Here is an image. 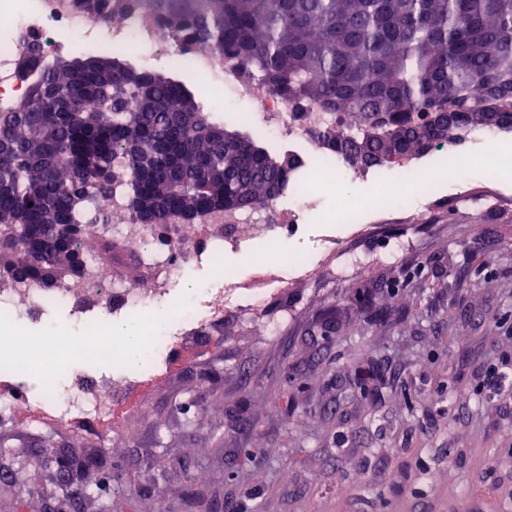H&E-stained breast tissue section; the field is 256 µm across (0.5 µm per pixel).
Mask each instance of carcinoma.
Returning <instances> with one entry per match:
<instances>
[{
  "instance_id": "obj_1",
  "label": "carcinoma",
  "mask_w": 512,
  "mask_h": 512,
  "mask_svg": "<svg viewBox=\"0 0 512 512\" xmlns=\"http://www.w3.org/2000/svg\"><path fill=\"white\" fill-rule=\"evenodd\" d=\"M183 46L217 50L285 101L330 112L312 132L340 168H381L473 131L512 132V0H158ZM29 102L0 111V278L56 285L112 250V214L85 203L125 190L132 224H193L261 206L300 167L260 140L213 124L192 89L119 58L74 63L21 54ZM481 88L482 99L471 92ZM80 224V236H60ZM38 234L45 255L20 249Z\"/></svg>"
}]
</instances>
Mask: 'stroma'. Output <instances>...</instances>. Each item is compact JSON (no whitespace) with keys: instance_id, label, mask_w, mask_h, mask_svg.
I'll list each match as a JSON object with an SVG mask.
<instances>
[{"instance_id":"stroma-1","label":"stroma","mask_w":512,"mask_h":512,"mask_svg":"<svg viewBox=\"0 0 512 512\" xmlns=\"http://www.w3.org/2000/svg\"><path fill=\"white\" fill-rule=\"evenodd\" d=\"M150 69L193 86L212 122L253 130L252 103L215 100L169 50ZM505 142L512 132L460 145L461 167L432 153L417 159L441 174L433 205L405 203L309 277L270 286L259 314L226 309L212 329L216 347L140 391L119 433L0 421V512H46L54 480L41 477L20 505L8 482L17 463L40 465L50 448L109 463L88 479L75 512H101L107 502L112 512H191L201 493L207 512H512V372L498 383L489 375L512 369V221L473 219L478 197L512 203V178L483 163ZM459 184L467 196L449 195ZM370 196V181L342 175L338 193L310 199L308 237L285 235L268 250L281 257L315 246L335 235L325 217L339 200ZM364 283L407 310L406 320L376 331L351 315L339 295ZM332 307L343 316L328 334L314 320ZM52 329L35 333L26 396L41 390L45 372L61 376L73 363L67 347L78 328L61 312ZM368 345L391 397L348 388ZM284 385L294 396L286 407L277 398Z\"/></svg>"}]
</instances>
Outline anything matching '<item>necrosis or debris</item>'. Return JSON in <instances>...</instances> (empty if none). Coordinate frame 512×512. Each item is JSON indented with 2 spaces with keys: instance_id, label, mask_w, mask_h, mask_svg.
Segmentation results:
<instances>
[{
  "instance_id": "necrosis-or-debris-1",
  "label": "necrosis or debris",
  "mask_w": 512,
  "mask_h": 512,
  "mask_svg": "<svg viewBox=\"0 0 512 512\" xmlns=\"http://www.w3.org/2000/svg\"><path fill=\"white\" fill-rule=\"evenodd\" d=\"M113 8L91 15L79 10L74 0H0V109L20 110L27 105V90L15 76V55L22 35L38 39L47 53L62 51L69 36L105 31L104 49H124L142 58L169 41L165 29L151 13L149 0H113ZM176 63L212 81L215 96L232 93L257 107V130L267 136L288 135L306 145L310 131L330 123L325 112H298L258 78L245 77L239 67L214 50L180 51ZM116 220L114 241L123 244L147 268L143 287H128L120 272L95 263L80 285L64 281L41 288L19 280L0 281V341L23 335L29 328L49 326L56 311L65 310L83 330V342L74 345L79 367L66 380L32 398L28 421L37 426L47 421L91 422L105 432L122 429L124 403L161 378L182 350L207 345L208 325L222 320L231 303L256 310L257 294L244 293L235 275L221 288L208 289L203 302L188 307L177 302L175 284L190 270L208 268L228 252L253 250L280 233L297 234L306 228L305 209L278 197L268 204L235 215L236 230L224 229V216L215 213L196 224L157 226L122 220V196L108 203ZM139 319L147 337L162 338L143 367L123 373L85 370L87 360L108 361L116 351L110 339L111 324Z\"/></svg>"
}]
</instances>
